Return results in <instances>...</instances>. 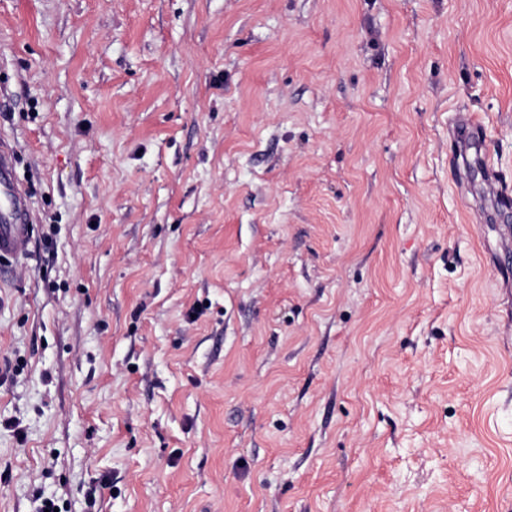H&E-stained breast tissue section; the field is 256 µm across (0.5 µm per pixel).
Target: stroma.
Masks as SVG:
<instances>
[{
    "label": "stroma",
    "instance_id": "obj_1",
    "mask_svg": "<svg viewBox=\"0 0 512 512\" xmlns=\"http://www.w3.org/2000/svg\"><path fill=\"white\" fill-rule=\"evenodd\" d=\"M1 139L0 512L512 505V0H0ZM15 151L0 140V258H18L29 251L32 219L25 188L15 176Z\"/></svg>",
    "mask_w": 512,
    "mask_h": 512
}]
</instances>
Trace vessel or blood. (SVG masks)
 Listing matches in <instances>:
<instances>
[{
	"mask_svg": "<svg viewBox=\"0 0 512 512\" xmlns=\"http://www.w3.org/2000/svg\"><path fill=\"white\" fill-rule=\"evenodd\" d=\"M15 151L0 140V258L25 255L32 240V219L25 188L15 176Z\"/></svg>",
	"mask_w": 512,
	"mask_h": 512,
	"instance_id": "vessel-or-blood-1",
	"label": "vessel or blood"
}]
</instances>
